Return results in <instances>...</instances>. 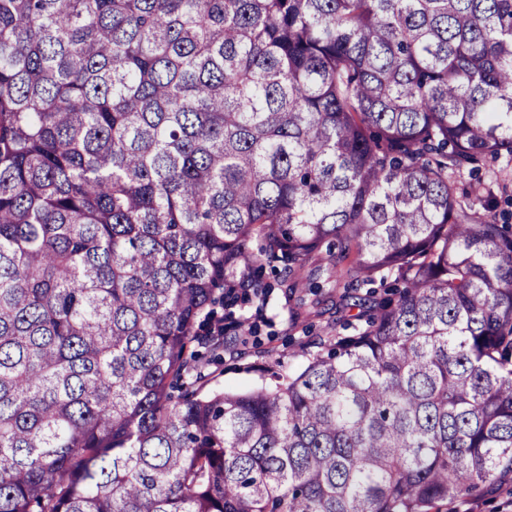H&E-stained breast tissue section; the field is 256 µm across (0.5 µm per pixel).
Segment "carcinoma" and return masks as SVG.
<instances>
[{
  "label": "carcinoma",
  "mask_w": 512,
  "mask_h": 512,
  "mask_svg": "<svg viewBox=\"0 0 512 512\" xmlns=\"http://www.w3.org/2000/svg\"><path fill=\"white\" fill-rule=\"evenodd\" d=\"M512 0H0V512H435L512 474ZM393 279L269 382L200 317ZM204 350H199V347ZM461 190L479 187L484 196L497 202L499 224H512V158L502 155L496 162H486L479 172L470 174L464 169L458 177Z\"/></svg>",
  "instance_id": "1"
}]
</instances>
